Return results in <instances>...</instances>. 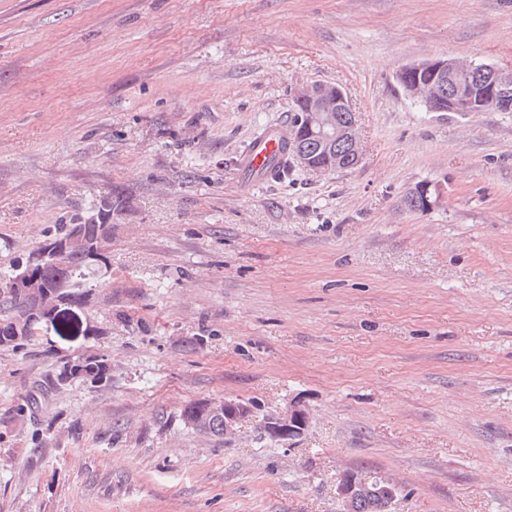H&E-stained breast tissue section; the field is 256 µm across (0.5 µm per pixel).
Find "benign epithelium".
Instances as JSON below:
<instances>
[{
	"instance_id": "7a95c632",
	"label": "benign epithelium",
	"mask_w": 512,
	"mask_h": 512,
	"mask_svg": "<svg viewBox=\"0 0 512 512\" xmlns=\"http://www.w3.org/2000/svg\"><path fill=\"white\" fill-rule=\"evenodd\" d=\"M395 81L404 94L419 103L428 112H512V68L493 64L472 63L463 67L455 59H435L402 66L395 73ZM307 103L303 125L313 137L336 153L327 156L325 163L313 161L302 145H296L294 159L301 167L316 173H329L352 169L362 160V147L357 132V113L348 93L339 85L324 84L321 89L305 87L296 91L294 103ZM405 209L429 212L434 201L429 187L419 185L408 191L402 200ZM112 236V224L103 226L99 242L88 243L79 232L58 246H52L35 256L40 263H59V259L72 249L84 248L88 259L98 261L105 255ZM15 292L22 297L36 300L37 307L31 320L50 321L67 299L49 298L31 284L30 269L17 268L13 278ZM251 406L234 400L212 401L206 416L194 417L191 424L208 428L209 417H224V437L236 434L238 424L251 415ZM261 428L274 440L287 441L301 436L308 427V414L293 405L281 414L263 417ZM399 494V487L380 475H365L355 470L343 471L337 486L341 503L340 512H353L352 505L360 497L372 498L380 512H392Z\"/></svg>"
}]
</instances>
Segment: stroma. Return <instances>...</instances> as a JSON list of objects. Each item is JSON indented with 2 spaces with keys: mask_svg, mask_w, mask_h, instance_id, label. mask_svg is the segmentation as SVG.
Wrapping results in <instances>:
<instances>
[{
  "mask_svg": "<svg viewBox=\"0 0 512 512\" xmlns=\"http://www.w3.org/2000/svg\"><path fill=\"white\" fill-rule=\"evenodd\" d=\"M439 58L512 67V0H0V265L129 202L82 333L0 347V512H339L347 469L393 512H512V112L407 98ZM317 84L361 163L247 183ZM79 356L111 381L45 389ZM224 398L235 436L181 424ZM288 135L287 130L279 127L266 129L254 137L239 164L248 180L258 183L274 179L280 162L286 158ZM402 205L406 210L416 209L425 213L429 212L434 206L429 187L426 185L414 187L405 194ZM261 428L274 440L287 441L301 436L308 427V414L298 405H293L281 414L263 417ZM398 494L399 487L390 479L380 475H365L351 469L343 471L337 486L340 512H352L353 503L363 496L375 500L380 506V512H391ZM372 499H359L353 512H379Z\"/></svg>",
  "mask_w": 512,
  "mask_h": 512,
  "instance_id": "35a3bbf8",
  "label": "stroma"
}]
</instances>
